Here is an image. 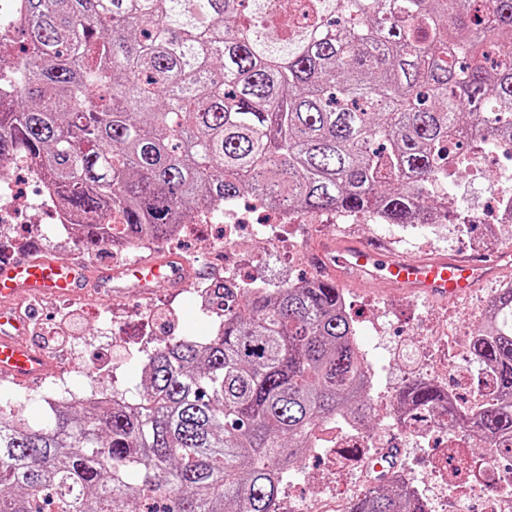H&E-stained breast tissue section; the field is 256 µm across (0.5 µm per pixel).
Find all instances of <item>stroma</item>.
<instances>
[{"instance_id": "stroma-1", "label": "stroma", "mask_w": 512, "mask_h": 512, "mask_svg": "<svg viewBox=\"0 0 512 512\" xmlns=\"http://www.w3.org/2000/svg\"><path fill=\"white\" fill-rule=\"evenodd\" d=\"M257 213L238 230V274L248 276L258 284L269 287L285 280L295 281L320 276L312 260L316 249L332 244L336 237L354 236L369 242H381L397 254L421 256L447 251L461 256H481L486 248L502 247L512 242V224H494L489 213H482L480 223L460 228L443 224L436 228L423 227L404 231L395 224H376L361 217L340 218L332 214L301 216L289 229L287 252L262 251L254 243L253 225ZM47 252L58 260L72 257L82 259L93 269L117 270L136 261L135 253L113 258L110 249L91 253L80 243L59 246L55 236L12 232L9 248L0 255L16 257L30 248ZM496 282H489L470 297L453 303L425 301L413 298L388 284L362 286L349 284L345 288L350 303L349 312L356 324L375 320L380 332L368 330L359 337L360 345L371 351L375 367H383L387 375L382 383L369 392L372 419L368 431L381 434L390 423V413L396 392L409 380L456 376L462 409H471L477 398L468 386L467 373L475 368L469 358L472 336L484 326L479 315L496 292ZM191 284L177 287L116 288L111 296L94 301L74 298H26L16 304L21 314H33L31 323L33 343H40L43 325L64 308L77 312L76 333L60 348L47 351L46 356L56 373L65 375L64 385L39 387L28 381L7 390L0 387V404L19 403L30 426L44 424L48 418L47 395L109 388L132 389L141 382L145 357L152 344L169 336L205 337L212 333L213 324L193 299ZM448 437L435 433L426 447L415 446L407 438H395L398 453L395 467L404 469L408 479L427 501L430 512H440L442 502L432 495V477L426 472L428 461L437 459ZM297 469L303 478L296 486L282 489L277 500V512H293L302 502L317 497L349 506L367 488L357 469L338 468L330 456L308 452Z\"/></svg>"}]
</instances>
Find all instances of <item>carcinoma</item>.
<instances>
[{"label": "carcinoma", "mask_w": 512, "mask_h": 512, "mask_svg": "<svg viewBox=\"0 0 512 512\" xmlns=\"http://www.w3.org/2000/svg\"><path fill=\"white\" fill-rule=\"evenodd\" d=\"M512 0H21L0 21V158L29 162L85 250L169 242L244 191L266 210L459 224L448 148L512 147ZM199 341L154 349L131 401L0 410V512H276L326 418L365 423L367 368L330 279L211 289ZM472 337L512 438V288ZM398 410L448 409L413 379ZM349 512H428L383 474Z\"/></svg>", "instance_id": "cac0c4a2"}]
</instances>
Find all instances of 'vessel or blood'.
<instances>
[{"label": "vessel or blood", "instance_id": "obj_1", "mask_svg": "<svg viewBox=\"0 0 512 512\" xmlns=\"http://www.w3.org/2000/svg\"><path fill=\"white\" fill-rule=\"evenodd\" d=\"M326 273L337 286L356 282L373 285L389 281L417 297L456 301L481 284L512 269V246L488 259L461 260L448 254L426 258L394 255L388 249L354 238L340 237L317 254ZM140 283L174 285L177 274L168 261L137 262ZM113 273L91 270L84 262L58 261L36 255L0 260V380L30 381L41 378L49 361L30 338V320L14 308L16 301L36 298H67L87 289L111 290Z\"/></svg>", "mask_w": 512, "mask_h": 512}]
</instances>
